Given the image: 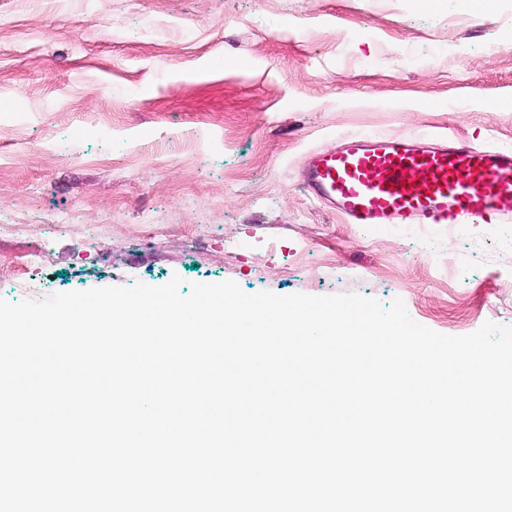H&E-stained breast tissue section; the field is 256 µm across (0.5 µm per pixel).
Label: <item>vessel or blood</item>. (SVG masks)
I'll use <instances>...</instances> for the list:
<instances>
[{"label":"vessel or blood","instance_id":"obj_1","mask_svg":"<svg viewBox=\"0 0 512 512\" xmlns=\"http://www.w3.org/2000/svg\"><path fill=\"white\" fill-rule=\"evenodd\" d=\"M309 192L349 224H461L512 218V149L449 137L351 135L313 152Z\"/></svg>","mask_w":512,"mask_h":512}]
</instances>
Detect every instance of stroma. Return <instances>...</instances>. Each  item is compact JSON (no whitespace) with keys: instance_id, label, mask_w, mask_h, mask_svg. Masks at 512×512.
I'll use <instances>...</instances> for the list:
<instances>
[{"instance_id":"35a3bbf8","label":"stroma","mask_w":512,"mask_h":512,"mask_svg":"<svg viewBox=\"0 0 512 512\" xmlns=\"http://www.w3.org/2000/svg\"><path fill=\"white\" fill-rule=\"evenodd\" d=\"M361 134L512 148V0H0V298L177 275L512 327V220L359 229L309 194Z\"/></svg>"}]
</instances>
